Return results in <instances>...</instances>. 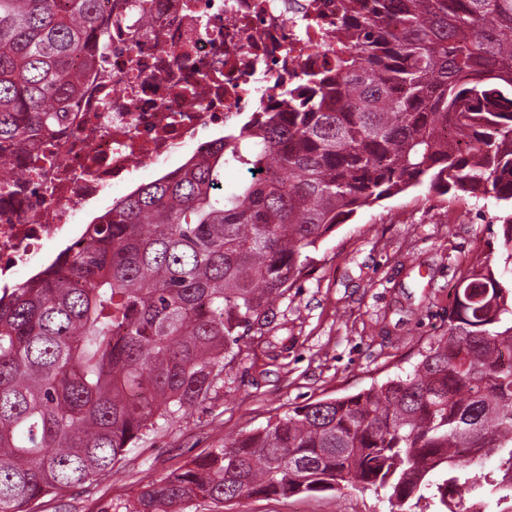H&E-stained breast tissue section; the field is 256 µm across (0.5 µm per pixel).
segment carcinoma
I'll return each mask as SVG.
<instances>
[{
  "label": "carcinoma",
  "instance_id": "cac0c4a2",
  "mask_svg": "<svg viewBox=\"0 0 512 512\" xmlns=\"http://www.w3.org/2000/svg\"><path fill=\"white\" fill-rule=\"evenodd\" d=\"M100 0H0V144L53 131L81 95ZM352 39L332 76L259 112L184 172L112 204L87 244L0 289V512L110 473L160 423L208 397L359 210L426 186L494 199L512 266V0H343ZM250 174L224 191V172ZM512 289L474 266L448 333L412 369L298 405L141 489L136 512L198 499L366 491L389 512L512 501ZM462 448H486L495 468Z\"/></svg>",
  "mask_w": 512,
  "mask_h": 512
}]
</instances>
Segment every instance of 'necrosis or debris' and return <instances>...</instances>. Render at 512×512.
Listing matches in <instances>:
<instances>
[{"instance_id":"1","label":"necrosis or debris","mask_w":512,"mask_h":512,"mask_svg":"<svg viewBox=\"0 0 512 512\" xmlns=\"http://www.w3.org/2000/svg\"><path fill=\"white\" fill-rule=\"evenodd\" d=\"M341 0H100L110 47L66 121L0 149V283L82 241L84 216L144 168L177 172L253 112L287 111L309 59L336 47ZM206 86L203 97L189 95Z\"/></svg>"}]
</instances>
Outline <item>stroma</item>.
I'll return each mask as SVG.
<instances>
[{
    "label": "stroma",
    "mask_w": 512,
    "mask_h": 512,
    "mask_svg": "<svg viewBox=\"0 0 512 512\" xmlns=\"http://www.w3.org/2000/svg\"><path fill=\"white\" fill-rule=\"evenodd\" d=\"M499 206L443 201L418 187L363 209L320 245L312 269L277 303L261 338L227 361L210 398L149 433L111 474L42 499L36 512H131L141 488L294 406L354 395L410 370L448 331L453 289L471 263L512 285ZM185 512H388L352 489L244 496Z\"/></svg>",
    "instance_id": "1"
}]
</instances>
